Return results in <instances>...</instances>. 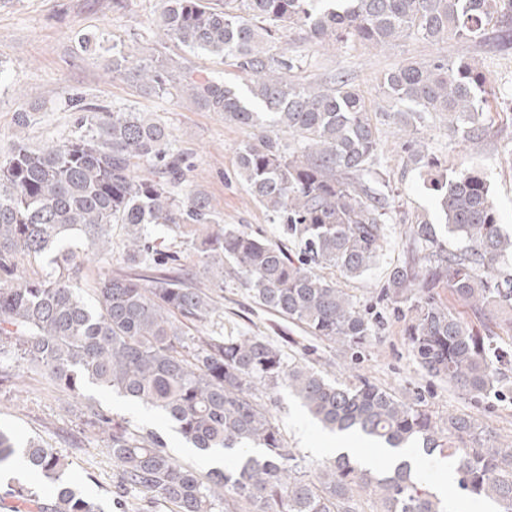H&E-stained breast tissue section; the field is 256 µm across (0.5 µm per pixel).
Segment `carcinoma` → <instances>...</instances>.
<instances>
[{
    "label": "carcinoma",
    "mask_w": 512,
    "mask_h": 512,
    "mask_svg": "<svg viewBox=\"0 0 512 512\" xmlns=\"http://www.w3.org/2000/svg\"><path fill=\"white\" fill-rule=\"evenodd\" d=\"M161 0L159 37L234 62L246 90L176 58L143 64L112 55V76L159 96L193 98L224 120L257 130L237 152V172L252 198L275 214L299 247L218 223L200 193L181 196L182 155L161 120L130 108L109 110L73 99L83 113L75 136L41 149L22 136L0 156V360H22L77 397L89 385L156 408L201 451H234L235 466L199 473L179 463L158 434L135 431L89 409L87 426L120 467L117 506L132 491L154 494L171 512H448V504L412 468L408 452L454 466L467 494L512 512V445L464 415L438 417L367 379L336 381L286 356L265 336L189 335L211 298L179 274L180 258L158 231L199 245L216 277L229 264L255 302L346 355L375 335L351 295L312 270L357 278L381 258L394 216L384 183L377 112L343 75L320 84L295 75L298 60L279 45L298 30L331 46L356 40L376 52L393 42H481L497 34L512 45V0ZM397 134L436 192L440 224L410 226L407 257L387 292L411 317L405 335L430 376L473 398L504 394L512 350L494 343L434 296L454 299L486 320L512 309V235L498 222L488 175L476 167L432 174L423 129L440 116L448 132L478 144L491 78L470 60L407 61L384 74ZM288 132L283 140L270 131ZM126 224L125 273L101 272L81 288L77 243L112 262L111 229ZM50 259V271L23 276L19 263ZM284 386L323 428L386 449L387 463L363 467L341 455L313 463L288 447L257 395ZM20 461L48 479L47 500L23 487L0 495L6 512H106L69 482L67 464L49 445L17 443L0 430V464Z\"/></svg>",
    "instance_id": "carcinoma-1"
}]
</instances>
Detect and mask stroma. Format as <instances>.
Segmentation results:
<instances>
[{
    "label": "stroma",
    "mask_w": 512,
    "mask_h": 512,
    "mask_svg": "<svg viewBox=\"0 0 512 512\" xmlns=\"http://www.w3.org/2000/svg\"><path fill=\"white\" fill-rule=\"evenodd\" d=\"M160 0H0V153L15 136L36 147H46L71 137L78 129L79 112L70 106L73 95L111 108L133 107L151 112L164 121L173 136V148L186 154L191 190L204 193L225 223L235 224L279 241L281 225L246 191L236 173V149L250 138L249 129L225 122L223 116L199 107L190 97H158L113 78L112 51L120 49L148 62L157 56L178 58L197 71L236 87H244L243 74L232 62L175 42H159L154 20ZM102 44L87 54L79 46L83 35ZM290 55L302 61L301 74L321 82L335 73L349 75L364 91L374 110L386 102L380 81L403 60L421 62L442 55L449 61L471 59L483 67L497 87L486 114V135L476 145L451 139L446 128H431L430 148L438 173L478 167L489 176L499 222L512 232V48L495 42L451 39L445 42L406 40L386 49L371 51L361 43L341 49L315 44L290 31L282 39ZM26 111L29 124L18 129L16 117ZM391 121L382 117L378 128L389 156L386 187L396 219L391 243L376 266L360 278L347 279L334 270L325 275L346 289L374 325L376 338L354 356H341L308 336L284 317L255 303L232 273L223 285H215L199 261L190 240L176 243L182 264L214 297L218 312L202 330L221 329L224 334H258L268 337L286 355L321 370L339 381L364 377L401 396L421 399L438 416L466 415L491 431L496 440L512 442V399H474L431 377L415 362L405 336L402 312L382 295L391 269L406 257L405 233L417 218L436 219L435 193L426 176L408 158L401 141L391 134ZM282 428L289 447L307 460H321L320 449L329 434L281 389L261 397ZM103 408L114 419L129 421L133 428L157 433L181 463L200 472L211 471L204 453L189 452L172 423L115 393L91 386L83 397L61 398L42 375L25 372L13 383L0 384V425L13 430L20 440L38 438L69 462L70 481L86 494L98 497L107 512L114 508L120 470L105 451L100 438L84 425L87 403Z\"/></svg>",
    "instance_id": "1"
}]
</instances>
